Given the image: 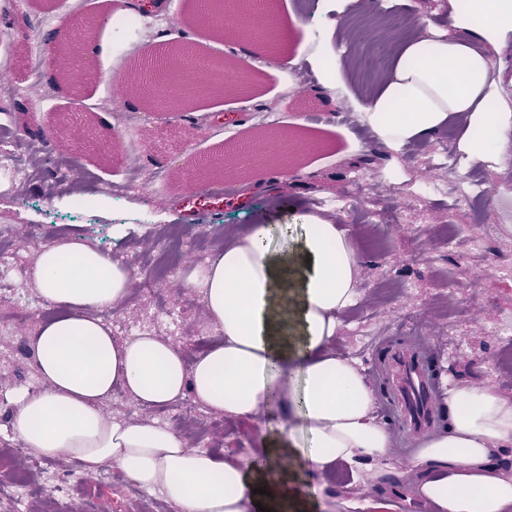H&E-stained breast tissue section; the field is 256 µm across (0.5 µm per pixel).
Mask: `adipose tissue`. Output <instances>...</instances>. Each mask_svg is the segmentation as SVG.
Masks as SVG:
<instances>
[{
  "label": "adipose tissue",
  "mask_w": 512,
  "mask_h": 512,
  "mask_svg": "<svg viewBox=\"0 0 512 512\" xmlns=\"http://www.w3.org/2000/svg\"><path fill=\"white\" fill-rule=\"evenodd\" d=\"M448 28L390 53L386 80L359 103L377 141L398 148L462 127L471 162L512 164V99L495 54L512 35V0H448ZM461 77L449 90V73ZM362 257L354 235L302 215L296 225L252 224L184 278L201 287L215 340L194 365L178 344L146 333L117 339L101 311L126 298L127 267L75 237L46 246L33 276L54 308L31 339L46 390H17L11 430L40 455L96 471L110 462L177 512H280L303 498L289 478L286 439L266 442L263 462L236 464L158 425L108 419L102 403L123 387L148 406L193 397L251 418L276 408L308 438L302 465L322 477L384 460L388 428L370 417L360 372L328 350L340 314L354 305ZM445 431L419 449L416 492L428 512H512V403L490 390L452 392Z\"/></svg>",
  "instance_id": "adipose-tissue-1"
}]
</instances>
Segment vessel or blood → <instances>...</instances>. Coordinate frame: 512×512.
<instances>
[{"mask_svg": "<svg viewBox=\"0 0 512 512\" xmlns=\"http://www.w3.org/2000/svg\"><path fill=\"white\" fill-rule=\"evenodd\" d=\"M374 349L379 357L375 373L385 382L380 406L396 427L404 446H418L438 424L436 407L447 399V391L435 372L430 341L407 342L378 337Z\"/></svg>", "mask_w": 512, "mask_h": 512, "instance_id": "1", "label": "vessel or blood"}]
</instances>
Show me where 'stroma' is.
<instances>
[{"label":"stroma","instance_id":"obj_1","mask_svg":"<svg viewBox=\"0 0 512 512\" xmlns=\"http://www.w3.org/2000/svg\"><path fill=\"white\" fill-rule=\"evenodd\" d=\"M384 2L362 0L339 15L347 87L328 90L305 63L322 29L318 0H277L281 20L300 21L283 59L267 55L260 43L239 40L235 23L196 27L192 0H175L171 9L140 5L133 12L141 22L136 29L112 20L110 0H56L51 6L46 0H0V114H7L17 134L36 130L32 142L45 154L79 157L77 167L33 180L24 168L5 169L6 148L0 145V249L22 270L15 288L38 296L32 269L43 247L81 237L134 274L122 320L173 338L184 357H193L199 339L214 334L202 289L186 287L179 276L151 281L142 274L165 227L185 228L189 271L229 231L293 223L296 214L312 213L315 198L327 196L333 204L323 217L354 232L363 257L360 299L341 316L332 350L366 375L375 337L422 336L442 347L448 386L482 387L512 401V272L506 267L512 260V167L470 163L464 151H451L444 131L426 143L387 148L370 139L363 112L340 108L345 90L379 83L369 66L382 51L365 44L361 31ZM74 35L84 54L81 67L63 79L45 66L31 81L30 58L46 57L50 43ZM167 42L223 53L233 69L248 67L247 91L190 102L171 114L146 108L132 90L134 69L148 49ZM299 125L326 149L302 154L281 179H267L261 168L225 179L200 170L204 159L223 152L228 137L266 143ZM15 182L23 185L24 198L12 193ZM224 182L233 184L240 202L211 195ZM116 185L122 188L117 198ZM76 190L95 199L92 212L74 204ZM450 220L460 231L440 243L436 228ZM164 310L178 314V334L161 319ZM41 322L0 299V440L13 438L14 406L6 395L23 385L32 392L46 387L29 345ZM203 427L202 438L189 439V447L235 462L261 455L267 435L281 431L296 447L306 445L300 429L274 411L255 419L210 412ZM24 462L33 477L24 488L0 493V512H34V490L53 471L67 475L54 512H96L100 501L111 512H177L165 498L132 496L129 479L111 463L102 465V477L90 479L74 461H51L32 451ZM411 462L396 447L384 463L354 472L339 467L295 512H426L408 483L395 477Z\"/></svg>","mask_w":512,"mask_h":512}]
</instances>
